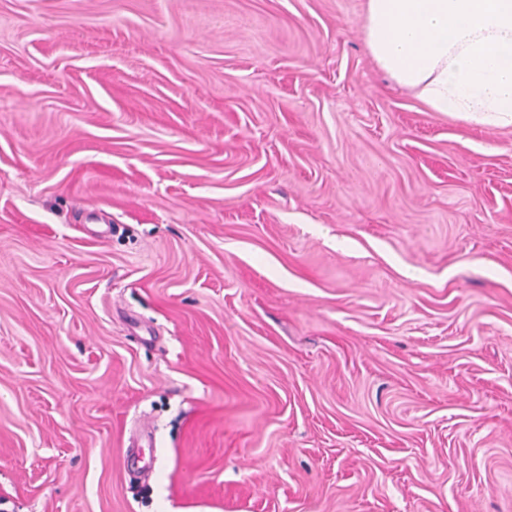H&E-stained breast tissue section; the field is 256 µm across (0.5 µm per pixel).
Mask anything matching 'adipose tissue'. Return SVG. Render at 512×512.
<instances>
[{"instance_id": "ef3b65f1", "label": "adipose tissue", "mask_w": 512, "mask_h": 512, "mask_svg": "<svg viewBox=\"0 0 512 512\" xmlns=\"http://www.w3.org/2000/svg\"><path fill=\"white\" fill-rule=\"evenodd\" d=\"M365 38L432 111L512 127V0H367Z\"/></svg>"}]
</instances>
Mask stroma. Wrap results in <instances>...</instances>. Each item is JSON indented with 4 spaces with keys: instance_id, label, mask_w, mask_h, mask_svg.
Returning <instances> with one entry per match:
<instances>
[{
    "instance_id": "1",
    "label": "stroma",
    "mask_w": 512,
    "mask_h": 512,
    "mask_svg": "<svg viewBox=\"0 0 512 512\" xmlns=\"http://www.w3.org/2000/svg\"><path fill=\"white\" fill-rule=\"evenodd\" d=\"M365 21L0 0V512H512V128Z\"/></svg>"
}]
</instances>
